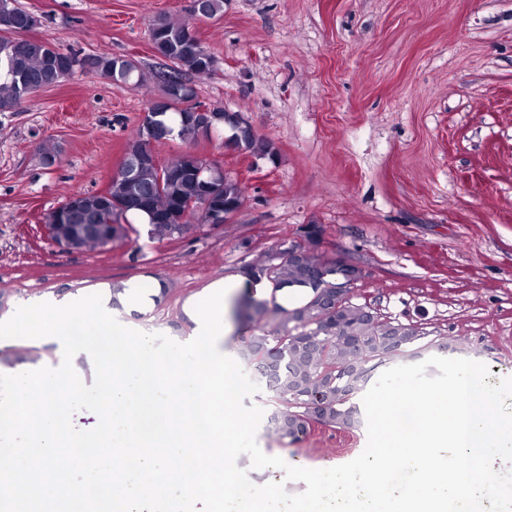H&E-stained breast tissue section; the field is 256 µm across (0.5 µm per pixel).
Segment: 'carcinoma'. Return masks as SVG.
<instances>
[{
  "label": "carcinoma",
  "instance_id": "obj_1",
  "mask_svg": "<svg viewBox=\"0 0 512 512\" xmlns=\"http://www.w3.org/2000/svg\"><path fill=\"white\" fill-rule=\"evenodd\" d=\"M194 13L178 18L162 13L149 24L151 43L156 53L172 60L173 71L181 75H206L214 69V58L193 30ZM22 7L17 0H0V112H15L30 96L66 81L72 76L71 59L60 55L52 44L29 38ZM87 68L115 84L127 82L136 70L134 63L118 57H84L78 59ZM193 87L180 80L165 85L162 99V120L182 141L198 136V127L190 117L195 105ZM152 136L146 124H141L129 141L125 159L135 164V179L130 182L121 176L112 177L105 195L78 192L64 206L75 211L80 224H102L112 215V205L126 206V214L145 217L150 234L158 240L172 234L177 211L185 206L196 207L191 218L204 224L207 211L222 208L226 211L241 207L245 201L240 182L224 175L220 189L203 207L205 188L197 172L208 161L184 153L171 160L170 175L161 177L164 170L154 152L143 147V139ZM241 150L258 158L271 159L273 148L258 138L252 129L235 132ZM318 256L297 261L283 258L279 264L251 266V276L264 281L273 291L288 286L304 287L317 274ZM241 317L264 318L273 313L277 325L269 329L257 325L244 341L240 355L258 372L267 375L275 406L268 418V428L281 438L300 440L313 430L312 423L333 429H345L358 424L357 407L350 399L336 402L337 367L367 362L375 370L382 362L375 359L371 346L383 335L380 324L367 322L352 306L333 321L315 320L313 303L295 309L248 298L242 302Z\"/></svg>",
  "mask_w": 512,
  "mask_h": 512
}]
</instances>
